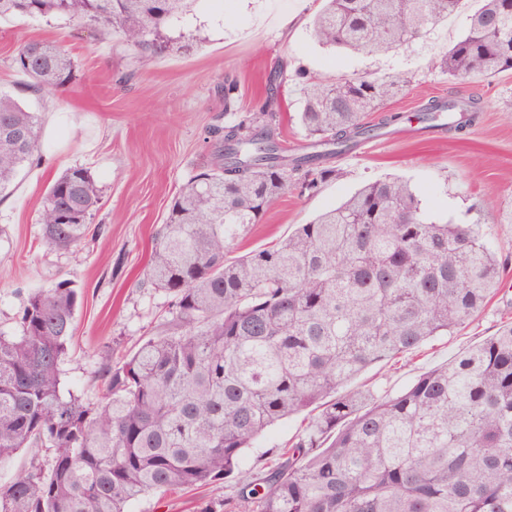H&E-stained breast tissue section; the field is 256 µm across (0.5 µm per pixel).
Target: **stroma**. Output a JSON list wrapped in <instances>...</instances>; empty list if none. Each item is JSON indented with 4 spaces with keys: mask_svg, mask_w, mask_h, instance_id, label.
Masks as SVG:
<instances>
[{
    "mask_svg": "<svg viewBox=\"0 0 512 512\" xmlns=\"http://www.w3.org/2000/svg\"><path fill=\"white\" fill-rule=\"evenodd\" d=\"M321 7L320 0H197L167 29L169 50L153 57L113 34L78 28L62 18L0 24V91L38 112L42 145L41 161L25 165L12 188L0 194V327L13 328L16 311L31 293L72 280L82 302L62 365L64 391L96 402L104 346L114 342L129 350L154 326L166 296L137 282L171 199L204 161L208 128L256 111L271 96L280 109V142L289 151L304 152L309 140L296 118L300 69L324 81L399 75L405 86L384 109L403 113L405 120L392 133L336 157L335 178L318 191L289 189L246 230L230 257L287 237L366 182L402 176L432 215L477 225L492 252L512 258V224L499 221L500 207L512 204V70L459 81L434 65L464 34L473 0H464L460 12L423 41L380 55L319 45L312 23ZM30 40L63 42L76 65L75 81L53 94L30 90L14 62L19 47ZM276 70L281 83L273 91L267 76ZM228 79L238 88L232 113L224 109ZM462 96L478 99L483 109L480 122L464 135H427L411 120L428 100ZM73 167L90 171L100 205L92 233L78 248L59 250L44 243L38 215L49 184ZM510 319L512 265L478 320L374 365L351 386L397 394ZM311 417L306 411L271 427L244 452L242 468L267 471L271 449L295 443ZM235 494L234 483L226 481L149 495L131 503L128 512H196L201 500Z\"/></svg>",
    "mask_w": 512,
    "mask_h": 512,
    "instance_id": "obj_1",
    "label": "stroma"
}]
</instances>
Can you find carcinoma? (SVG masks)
Returning <instances> with one entry per match:
<instances>
[{"label": "carcinoma", "instance_id": "cac0c4a2", "mask_svg": "<svg viewBox=\"0 0 512 512\" xmlns=\"http://www.w3.org/2000/svg\"><path fill=\"white\" fill-rule=\"evenodd\" d=\"M197 0H0V20L63 18L168 50L165 29ZM462 0H324L316 41L352 52L408 47ZM29 87L73 82L69 51L24 43ZM458 80L512 70V0H478L464 35L436 60ZM398 76L306 79L298 121L311 151L275 138L274 98L259 115L206 131L210 151L173 197L137 283L166 294L160 323L126 352L108 348L101 395L64 393L61 365L79 292L69 280L31 294L0 330V463L43 458L0 485V512H128L148 494L236 481L200 512H512V322L398 394L349 389L369 367L475 320L501 283L499 260L470 224L437 220L399 177L369 181L286 239L228 258L230 245L288 190L316 192L332 159L380 137L399 112L365 121ZM472 97L431 99L423 128L478 124ZM39 119L0 94V191L42 158ZM100 203L88 169L48 188L38 223L49 247L76 248ZM319 409L262 477L244 452L279 422Z\"/></svg>", "mask_w": 512, "mask_h": 512}]
</instances>
